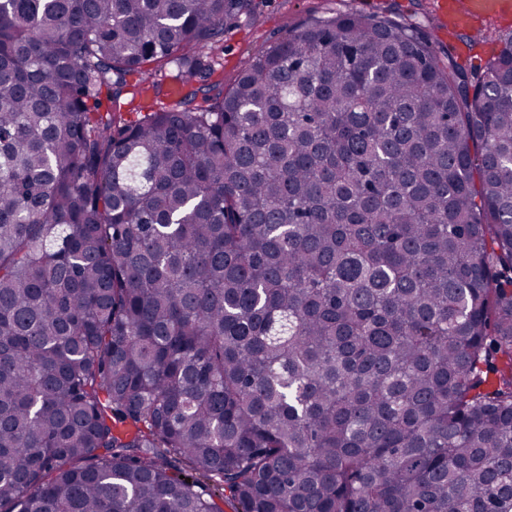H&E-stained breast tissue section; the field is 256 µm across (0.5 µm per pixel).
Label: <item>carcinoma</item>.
<instances>
[{"mask_svg": "<svg viewBox=\"0 0 512 512\" xmlns=\"http://www.w3.org/2000/svg\"><path fill=\"white\" fill-rule=\"evenodd\" d=\"M243 6L0 0V512H221L171 456L242 512H512V36L339 12L123 118ZM147 70L146 73L151 76V81L149 83H146L143 79L144 74H133V75H127L125 77V86L124 91L122 94V97L120 99L121 102V109L120 112L124 113V116L126 118L134 119L136 115L134 114L136 111L133 110L134 106L138 104L139 96L136 97V100L134 101L133 105H130L129 102L132 99L133 92L135 89L140 86L141 84H145V86L151 85L152 83H155V85L158 83V89L160 90V97L158 100L162 99L163 101H167V96H163V94L168 93V88L172 82L169 71L170 66L165 65L163 61L160 62H153L150 63L145 67ZM133 112V113H128Z\"/></svg>", "mask_w": 512, "mask_h": 512, "instance_id": "cac0c4a2", "label": "carcinoma"}]
</instances>
